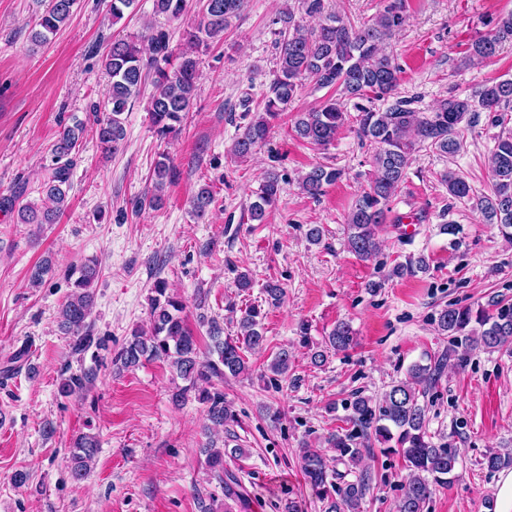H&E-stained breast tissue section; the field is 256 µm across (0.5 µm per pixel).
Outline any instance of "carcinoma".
Segmentation results:
<instances>
[{
    "mask_svg": "<svg viewBox=\"0 0 512 512\" xmlns=\"http://www.w3.org/2000/svg\"><path fill=\"white\" fill-rule=\"evenodd\" d=\"M201 19L183 32L185 48L178 54L170 48L171 35L164 26H150L144 41L132 38L112 40L102 56V65L110 78L103 115L95 112V134L106 152L118 150L126 137L123 114L142 92L146 79H151L153 91L148 112L156 136L161 140L180 134L181 123L197 96L198 60L193 53L224 39V33L243 8L244 0H201ZM77 0H48L37 16L32 40L43 44L56 34L74 14ZM306 15L319 18L309 27L296 20L289 9L279 21L282 29L276 42L278 71L271 81L261 110L233 142L231 153L236 158L251 155L267 142L272 121L288 109L310 79L317 88L333 90L317 107L297 113L294 121L296 136L305 142L328 147L346 125L355 128L359 139L374 147L373 173L370 183L358 196L347 219V246L361 261L375 258L380 249L379 235L391 213L393 196L405 181L413 155L429 148L440 154L453 155L461 147L459 131L462 123L472 124V117L488 113L490 123L500 132L494 137L491 151L493 194L476 200L475 206L485 221L512 242V131L506 128V106L512 103V78L501 79L484 86L471 96L452 97L428 114L411 108L412 101L397 97L402 69L385 52L390 38L407 23L405 0H380V9L369 19L351 21L337 14L324 13V0H302ZM188 0H154V11L167 20H178L187 11ZM486 34L472 40L467 57L484 62L491 59L504 42H512V13L492 17L485 22ZM353 103V110L347 104ZM84 123L75 121L65 128L51 148V164L41 184L45 202L40 207L16 205L18 195L0 199V209L17 211L19 224H55L68 205L70 176L75 165V151ZM177 172L167 154H160L151 174L152 188L135 202V207L157 208L163 204L162 192L173 183ZM341 171L315 165L298 176L300 189L310 198H317L324 188L332 185ZM448 195L456 199L470 197L471 187L458 174L450 171L442 176ZM280 191V176L269 172L255 191L249 205V220L266 222L267 212ZM213 202V193L201 187L192 200L194 214L202 218ZM429 269L425 257L408 258L396 263L388 277L404 278L425 273ZM73 272L79 273L74 291L61 305L60 327L76 337V346L86 349L92 337L85 333L93 295L90 286L98 275L96 265L84 264ZM150 313L152 327L148 334L134 332L116 353L113 363L136 367L145 361L168 363L174 378L185 382L175 386L172 401L177 403L194 395L204 406L206 419L215 427L239 424L224 392L216 387L227 376L238 377L249 370L244 352L263 347L266 342L261 305H251L242 311L238 321L240 334L224 335V328L215 319L207 321L211 340L206 359H200L197 337L188 328L183 313L185 304L169 291L166 281L158 280L152 288ZM265 303L276 306L284 295L277 280L264 284ZM437 329L460 350L459 363L467 361L471 351L481 348L494 352L512 345V304L491 313L482 307L450 304L435 318ZM357 343L356 333L346 321H339L324 339L322 349L311 353V363L323 364L328 354L345 352ZM291 352L279 349L267 371L269 382L288 373ZM448 357L440 354L429 358L426 365L415 363L407 377L389 386L381 399L374 400L356 392L346 405V422L351 427H339L327 437L330 447L339 453L346 465L343 472L326 468L321 450L303 448L301 471L319 497L326 501V512H363V502L370 489L372 475L358 469L364 453L370 451V439L375 437L385 445L384 451L400 455L409 474L405 478L397 512H425V507L438 487H447L457 480L456 450L437 445L428 433L426 409L419 402L443 374ZM88 372L61 374L59 393L68 396L84 389L89 383ZM99 452V444L91 435H81L74 441L70 469L76 480L85 477ZM200 453L205 456L208 470L223 484L224 500L234 502L240 512H250L251 498L237 476L224 468V457L240 455L238 447L224 443L219 447L209 440ZM483 464L493 473L512 468V454L490 452ZM355 475L350 480L348 476Z\"/></svg>",
    "mask_w": 512,
    "mask_h": 512,
    "instance_id": "1",
    "label": "carcinoma"
}]
</instances>
